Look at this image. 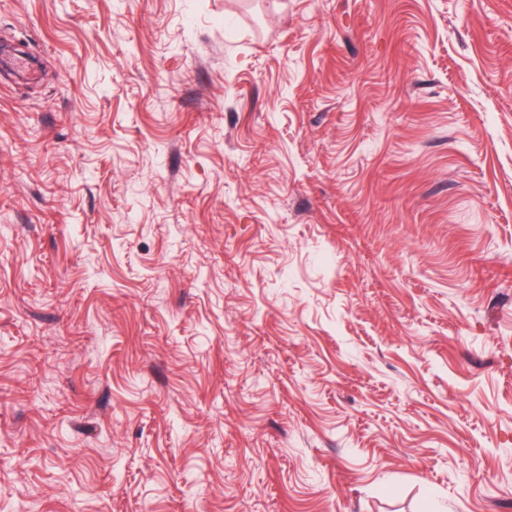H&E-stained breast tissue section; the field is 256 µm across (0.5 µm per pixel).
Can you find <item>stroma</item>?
<instances>
[{"mask_svg": "<svg viewBox=\"0 0 512 512\" xmlns=\"http://www.w3.org/2000/svg\"><path fill=\"white\" fill-rule=\"evenodd\" d=\"M0 512H512V0H0Z\"/></svg>", "mask_w": 512, "mask_h": 512, "instance_id": "obj_1", "label": "stroma"}]
</instances>
